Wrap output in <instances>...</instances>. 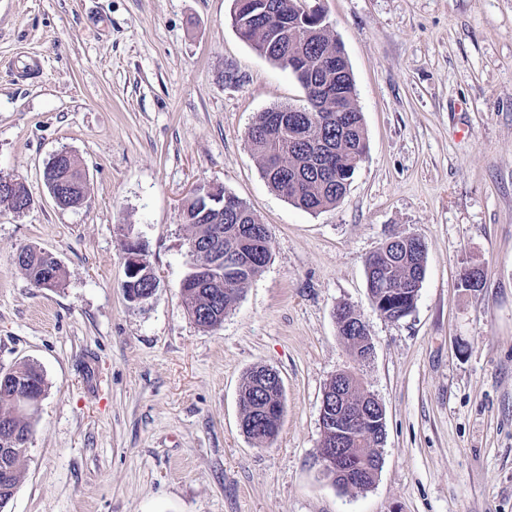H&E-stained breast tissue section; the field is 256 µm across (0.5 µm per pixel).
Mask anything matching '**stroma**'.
Wrapping results in <instances>:
<instances>
[{"instance_id":"35a3bbf8","label":"stroma","mask_w":512,"mask_h":512,"mask_svg":"<svg viewBox=\"0 0 512 512\" xmlns=\"http://www.w3.org/2000/svg\"><path fill=\"white\" fill-rule=\"evenodd\" d=\"M232 6L0 0V176L33 198L0 205V370L33 362L48 384L0 512H512V0H323L367 149L316 213L271 190L247 143L261 112L306 98L237 36ZM61 151L87 174L75 208L43 180ZM210 183L271 231L269 262L215 330L180 288L184 201ZM127 235L159 280L139 305L121 288ZM396 235L425 242L426 271L391 321L365 261ZM30 245L58 259V287L20 270ZM343 304L372 338L360 367ZM257 366L285 390L262 447L240 427ZM354 368L385 439L374 484L345 492L313 457L324 390Z\"/></svg>"}]
</instances>
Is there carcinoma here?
<instances>
[{"label":"carcinoma","instance_id":"1","mask_svg":"<svg viewBox=\"0 0 512 512\" xmlns=\"http://www.w3.org/2000/svg\"><path fill=\"white\" fill-rule=\"evenodd\" d=\"M232 26L240 38L271 62L284 66L302 87L305 97H310L311 87L324 81L326 74L338 76L344 94L349 98L347 112H303L292 106H274L259 114L247 132V141L259 160L263 178L278 194L296 207L316 213L336 205L346 194L355 169L366 152V136L361 112L356 105V87L352 74L339 65V71L325 72L321 59L336 53V43L318 31L314 21H302L299 27L288 23L299 18L298 0H234ZM318 138L334 149L336 171L328 173L311 145V130ZM78 166L70 156L53 157L44 170L49 189L64 185L66 194L61 203L68 206L84 197V184L74 171ZM224 196L235 201L228 209L213 204L205 191L187 197L184 208L186 223L193 228L191 240L197 251L190 253L191 271L204 269V275L214 284L203 288H190L184 294L185 304L194 322L203 329H214L224 323L228 313L241 298L244 288L266 265L265 253L256 249L244 231V226L258 223L256 214L239 198L229 192ZM221 232V247L238 255L239 268L220 271L210 268L212 259L208 249L216 232ZM426 251H419L411 242L397 238L371 254L366 259L368 290L378 293L382 284L410 281L413 288L404 301L405 308L398 314L389 313L385 318L397 321L414 308L425 274ZM47 262L46 251L36 247L22 249L16 257L18 267L29 282L38 285ZM338 335L351 342L354 359L362 364L370 349L366 344L367 326L351 307L341 305L335 315ZM265 368L251 369L242 386L243 432L261 445L270 444L277 436L280 417L265 413L270 404L284 407V388L257 387ZM15 376L30 379L37 384L39 394H45V380L33 364L23 363L12 369ZM349 390L353 398L360 394V379L349 371L335 376L324 391L326 397L336 396L340 388ZM19 403L15 391L0 386V421L6 420L9 429H0V450L9 449L7 464L12 476L0 480V509L14 495L20 481L21 459L25 443L31 433L32 417L38 407L30 403L25 411L14 416ZM367 407L379 420L372 435H356L344 444L346 448H367L360 454L359 462L365 480L361 488L373 484L380 471V453L375 449L382 441V414L377 401L370 399Z\"/></svg>","mask_w":512,"mask_h":512}]
</instances>
